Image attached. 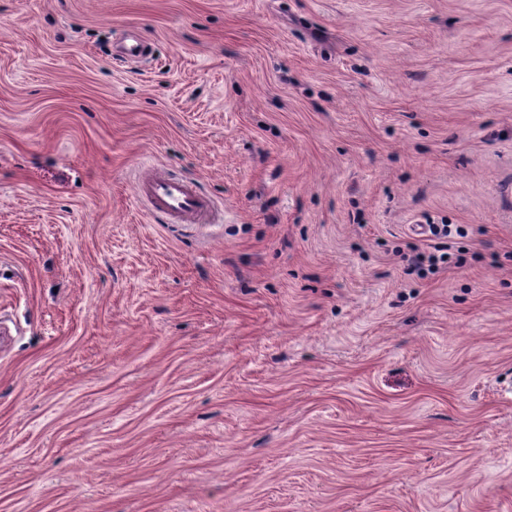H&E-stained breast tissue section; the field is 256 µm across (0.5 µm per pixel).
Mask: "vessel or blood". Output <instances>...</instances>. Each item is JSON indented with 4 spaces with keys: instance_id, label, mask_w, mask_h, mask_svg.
Segmentation results:
<instances>
[{
    "instance_id": "1",
    "label": "vessel or blood",
    "mask_w": 512,
    "mask_h": 512,
    "mask_svg": "<svg viewBox=\"0 0 512 512\" xmlns=\"http://www.w3.org/2000/svg\"><path fill=\"white\" fill-rule=\"evenodd\" d=\"M138 197L145 199L153 213L180 224L202 219L212 209V202L186 181L162 175L136 186Z\"/></svg>"
}]
</instances>
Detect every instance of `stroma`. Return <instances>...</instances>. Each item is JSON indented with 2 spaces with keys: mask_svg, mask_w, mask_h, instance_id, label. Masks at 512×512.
<instances>
[{
  "mask_svg": "<svg viewBox=\"0 0 512 512\" xmlns=\"http://www.w3.org/2000/svg\"><path fill=\"white\" fill-rule=\"evenodd\" d=\"M510 387L512 0H0V512H512ZM136 192L151 205L153 214L168 218L172 224L194 222L196 219L199 222L213 206L211 200L196 191L189 182L168 174L139 182ZM432 252L426 254L419 250L418 247L412 246L408 253H402L401 259L406 263L408 269L421 270L427 261L430 269L438 267L439 263L446 264L448 267L451 265H460V259L454 258V254L451 251V246L444 242L435 243L432 247ZM455 259V260H454Z\"/></svg>",
  "mask_w": 512,
  "mask_h": 512,
  "instance_id": "1",
  "label": "stroma"
}]
</instances>
